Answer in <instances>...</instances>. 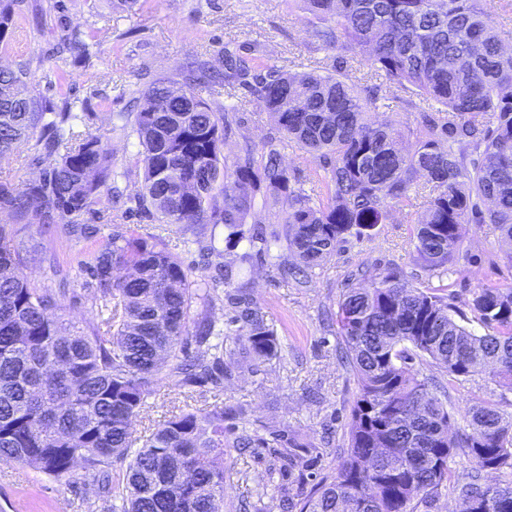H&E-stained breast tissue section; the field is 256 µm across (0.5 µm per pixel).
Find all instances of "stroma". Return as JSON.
Wrapping results in <instances>:
<instances>
[{"instance_id": "1", "label": "stroma", "mask_w": 512, "mask_h": 512, "mask_svg": "<svg viewBox=\"0 0 512 512\" xmlns=\"http://www.w3.org/2000/svg\"><path fill=\"white\" fill-rule=\"evenodd\" d=\"M18 26L0 44V66L30 67L35 84L24 87L52 103L69 96L85 109L79 129L100 137L113 154L117 167H130L137 139L121 130L117 113L142 100L151 78L175 75L204 57L221 68L226 42L249 47L260 44L269 64L288 71L331 68L335 53L315 42L305 14L289 0H139V8L126 12L112 0H19ZM91 35L89 56L65 51L72 31ZM66 76L58 85V76ZM409 91L393 87L383 92L373 112L381 119H395L419 129L424 115L411 111ZM276 132L268 113L247 106L236 116L233 136L226 149L248 143L263 147ZM284 165L295 172L313 199L325 196L318 179L323 166L296 144L280 146ZM142 172L132 169L125 181V218L106 224L109 198H101L95 213L84 223L97 229L94 237L68 236L63 225L49 229L14 221L0 213L13 240L20 243L28 262L24 273L40 288L56 290L57 278L49 264L57 258L70 273L64 299L67 319L77 327L100 323L108 312L92 289L86 288L78 263L84 253L103 244L114 227L155 237L201 281L210 267L222 260L235 262L236 285L247 287L273 326L281 343L280 358L259 362L245 355L233 356L227 365L230 378L222 389L202 385L184 387L167 381L149 396L146 411L133 422L136 432L156 426L188 406L224 410V512H282L283 489L309 493L329 473L334 456L348 443L350 407L358 389L350 367L339 359L341 338L336 315L349 275L357 269L377 276L388 269L399 271L413 284H426L427 276L416 261L412 241L414 223L426 205L424 190H412L409 199L395 207L388 223L376 225L368 236L350 238L329 262L317 269L308 283L282 277L272 260H240L238 251L212 256L210 265L199 262L191 233L176 224L141 218L133 196ZM457 312L467 313L474 291L481 287H512V243L493 224H467L460 247L444 278ZM486 400L512 415V389L491 382L481 373L449 385L442 401L454 427L464 424L468 406ZM290 431L302 447L300 462L292 473L273 470L265 448H238L237 436L253 430ZM0 512H112V500L93 484L84 468L53 477L37 470L0 466Z\"/></svg>"}]
</instances>
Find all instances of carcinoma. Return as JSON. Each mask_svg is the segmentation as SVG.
<instances>
[{"label":"carcinoma","instance_id":"cac0c4a2","mask_svg":"<svg viewBox=\"0 0 512 512\" xmlns=\"http://www.w3.org/2000/svg\"><path fill=\"white\" fill-rule=\"evenodd\" d=\"M14 2L0 0V39L13 32ZM298 5L317 41L410 90L416 99L408 107H431L442 117L425 119L407 146L399 123L371 115L381 87L352 82L342 72L346 59L323 73L287 72L227 43L229 97L245 90L275 115L282 139L325 160L326 200L315 203L295 188L272 146L259 160L250 148L224 154L229 113L245 100L218 109L197 95L195 86L210 69L197 61L175 78H155L144 107L121 115L141 147L137 210L181 225L207 256L215 253L206 240L210 224L224 225L228 248L246 241L261 257L275 244L296 258L278 268L299 283L348 238L389 221L414 185L429 189L413 231L428 277L445 272L464 224H495L512 242V49L500 38L492 0ZM34 81L29 68L0 67V157L33 140L48 163L38 182H0V212L83 234L79 218L128 172L115 170L98 137L75 131L83 116L74 103L63 100L57 112L53 103L21 93ZM264 187L282 201L283 230L271 240L244 229ZM24 264L23 250L0 226V463L54 476L79 463L103 492L121 495L120 512H224V409L183 411L140 437L132 422L169 378L222 384L230 377L226 342L258 360L279 356L276 334L245 291L225 292L238 329L221 343H211L209 314L190 316L194 299L208 300L221 283L231 287L232 265L218 266L201 286L159 242L114 232L82 263L87 286L109 304L102 324L85 331L65 318L59 298L31 284ZM124 268L127 275L115 274ZM470 311L485 333L455 319L444 285L415 286L393 270L348 279L339 302L340 337L358 382L348 445L331 478L291 507L415 512L448 482L449 461L461 453L473 467L458 488L456 512H512V483L488 481L512 469V416L478 401L467 409L465 428L451 435L448 410L434 394L444 386L409 367L424 357L452 379L481 372L512 388V288L479 289ZM242 445L272 448L284 468L302 447L284 430L270 442L247 434ZM111 460L126 463L118 481L105 469Z\"/></svg>","mask_w":512,"mask_h":512}]
</instances>
